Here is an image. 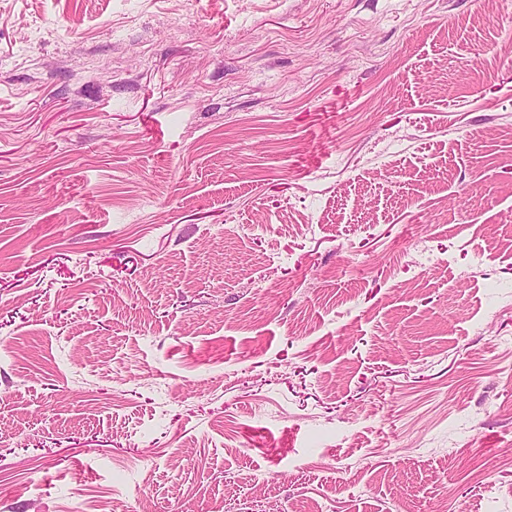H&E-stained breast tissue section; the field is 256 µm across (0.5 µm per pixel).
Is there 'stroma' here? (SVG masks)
<instances>
[{"label":"stroma","mask_w":512,"mask_h":512,"mask_svg":"<svg viewBox=\"0 0 512 512\" xmlns=\"http://www.w3.org/2000/svg\"><path fill=\"white\" fill-rule=\"evenodd\" d=\"M512 512V0H0V512Z\"/></svg>","instance_id":"35a3bbf8"}]
</instances>
